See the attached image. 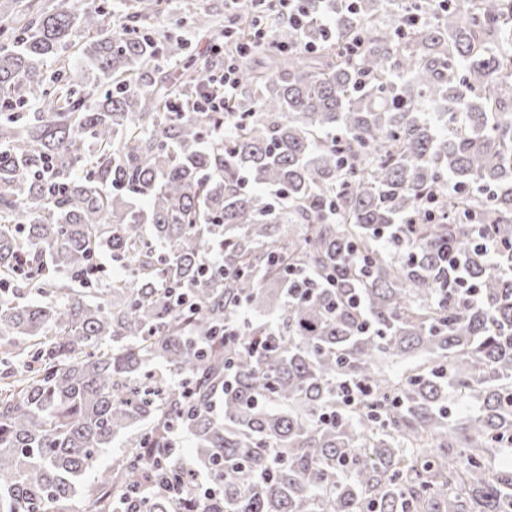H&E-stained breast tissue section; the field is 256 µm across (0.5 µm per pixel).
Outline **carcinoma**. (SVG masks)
Segmentation results:
<instances>
[{"instance_id": "carcinoma-1", "label": "carcinoma", "mask_w": 512, "mask_h": 512, "mask_svg": "<svg viewBox=\"0 0 512 512\" xmlns=\"http://www.w3.org/2000/svg\"><path fill=\"white\" fill-rule=\"evenodd\" d=\"M168 2L0 0V512H187L125 498L173 427L204 512H512V0H309L222 140ZM185 446H186L185 448H188V451L186 450V455H187L188 459L190 460L192 467L200 473H205L206 470L203 467L199 466L195 461L194 453L192 451L193 443L189 436L186 437ZM192 483L198 484V493L200 495V498H199L200 500H203L204 502H207V501H215L216 502L217 500L220 499L221 490L218 486L214 485L211 482L210 477L207 472H206L205 477L202 479H200V476L197 475L192 480Z\"/></svg>"}]
</instances>
